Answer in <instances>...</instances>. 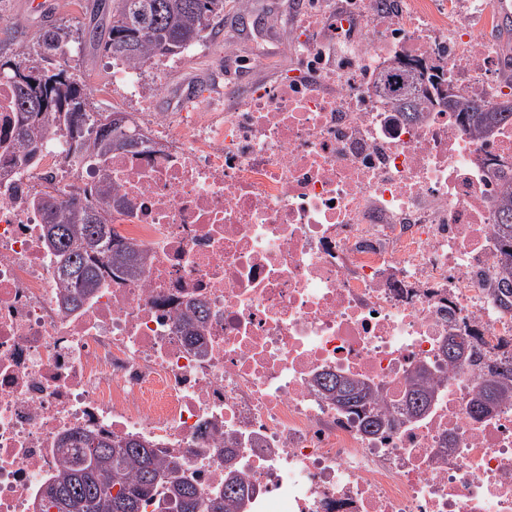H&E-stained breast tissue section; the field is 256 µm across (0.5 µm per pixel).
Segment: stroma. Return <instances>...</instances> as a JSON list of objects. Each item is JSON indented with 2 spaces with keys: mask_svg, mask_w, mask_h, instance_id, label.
<instances>
[{
  "mask_svg": "<svg viewBox=\"0 0 512 512\" xmlns=\"http://www.w3.org/2000/svg\"><path fill=\"white\" fill-rule=\"evenodd\" d=\"M318 0H228L218 34L189 52L153 62L145 72L155 112H179L185 98L212 96L216 108L233 106L245 93L272 85L276 69L258 66L259 57H287L294 21L304 9H316ZM0 54L33 56L40 48L35 33L40 24L68 27L73 33L102 25L96 0H0ZM74 73L96 87L89 106L95 112L135 106L112 87V61L93 43H85L74 61Z\"/></svg>",
  "mask_w": 512,
  "mask_h": 512,
  "instance_id": "obj_1",
  "label": "stroma"
}]
</instances>
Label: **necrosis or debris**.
<instances>
[{
	"label": "necrosis or debris",
	"mask_w": 512,
	"mask_h": 512,
	"mask_svg": "<svg viewBox=\"0 0 512 512\" xmlns=\"http://www.w3.org/2000/svg\"><path fill=\"white\" fill-rule=\"evenodd\" d=\"M496 21L491 0L305 14L276 84L232 112L146 113L144 146L91 167L53 139L13 164L0 80V512H43L76 431L151 441L206 500L234 470L248 512H512V402L473 418L482 378L442 351L512 353V310L489 294L512 122L478 139L444 104L409 119L372 89L400 60L496 107ZM331 43L339 64L317 61ZM93 187L146 259L68 308L34 199ZM420 367L430 409L382 438L315 384L363 379L395 412Z\"/></svg>",
	"instance_id": "4bbe7bcc"
}]
</instances>
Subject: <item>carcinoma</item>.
<instances>
[{
    "instance_id": "cac0c4a2",
    "label": "carcinoma",
    "mask_w": 512,
    "mask_h": 512,
    "mask_svg": "<svg viewBox=\"0 0 512 512\" xmlns=\"http://www.w3.org/2000/svg\"><path fill=\"white\" fill-rule=\"evenodd\" d=\"M227 0H100L102 12L110 17L102 30L89 32V41L124 66L144 65L163 56H176L216 34V25L224 17ZM42 52L23 60L0 63V78L14 83L21 121L13 131L15 150L23 160L35 158L49 136L71 144L79 124L89 119L99 126L96 137L76 145L73 158L94 161L114 150L134 148L140 137L126 124V117L88 110L81 84L63 68L54 71L42 61L57 57L60 62L72 54V32L55 25L38 31ZM433 81L423 67H411L398 61L380 72L373 81L375 93L392 103L395 111L412 118L423 111L422 86ZM448 105L463 115L474 133L487 135L493 128L512 120V100L502 102L493 112L481 106L461 103L448 94ZM107 205L98 191L89 190L84 198L62 200L48 193L42 201L46 217V235L61 260L59 270L63 298L77 303L97 287L102 259L130 276L142 272V257L125 245L105 254L103 239L108 234L105 222ZM496 234L500 243L498 269L493 295L504 308L512 307V180L505 183L497 207ZM205 310L198 306L192 316L182 320L185 335L197 343ZM448 362L467 363L485 377L471 414L482 417L512 398V358L492 356L475 347L465 348L451 342L444 346ZM326 397L343 409L362 408V426L369 434L392 429L402 420L416 419L430 407L433 386L426 372H416L409 400L400 416H388L377 405L375 390L369 384L349 377L327 374L318 382ZM70 449L66 465L57 480L46 489L49 507L54 512H141L154 490L167 485L177 512H241L249 488L237 475L225 477L224 492L201 506V492L188 479H171L173 466L160 458L155 445L141 438L76 431L65 439Z\"/></svg>"
}]
</instances>
